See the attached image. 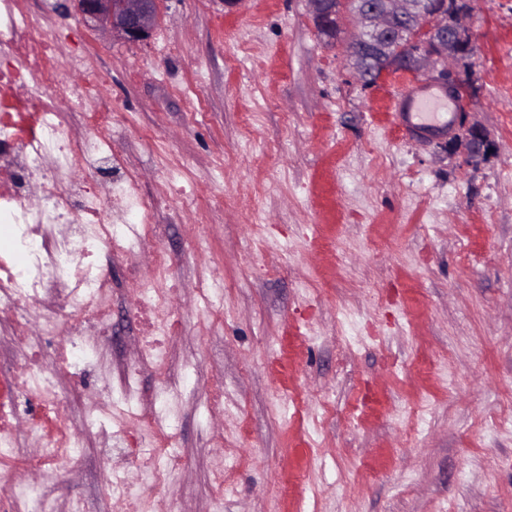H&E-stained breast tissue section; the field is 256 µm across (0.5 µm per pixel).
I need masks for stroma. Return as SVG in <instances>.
I'll return each mask as SVG.
<instances>
[{"label": "stroma", "instance_id": "stroma-1", "mask_svg": "<svg viewBox=\"0 0 512 512\" xmlns=\"http://www.w3.org/2000/svg\"><path fill=\"white\" fill-rule=\"evenodd\" d=\"M24 3L110 77L98 185L130 171L162 197L173 364L195 377L158 512H210L219 462L223 512H512V0L471 2L468 115L494 144L475 167L396 126L408 78L362 87L344 65L350 32L325 45L306 0H162L143 44L102 37L73 0ZM200 233L202 253L187 247ZM111 276L112 343L79 371L80 432L137 360L135 285L125 263ZM99 446L88 437L64 470L57 512L72 499L114 512Z\"/></svg>", "mask_w": 512, "mask_h": 512}]
</instances>
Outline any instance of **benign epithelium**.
Returning a JSON list of instances; mask_svg holds the SVG:
<instances>
[{
  "label": "benign epithelium",
  "mask_w": 512,
  "mask_h": 512,
  "mask_svg": "<svg viewBox=\"0 0 512 512\" xmlns=\"http://www.w3.org/2000/svg\"><path fill=\"white\" fill-rule=\"evenodd\" d=\"M79 13L95 21L114 38L137 43L147 40L159 18V0H75ZM309 13L330 44L342 22L362 33L368 53L385 61L380 76L403 72L441 81L448 96L469 92L467 83L449 77L459 65L456 34L468 28V13L457 14L453 26L439 13H428L419 0H307ZM455 142L463 149V163L483 161L492 148L485 131L476 124Z\"/></svg>",
  "instance_id": "obj_1"
}]
</instances>
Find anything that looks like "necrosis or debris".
Listing matches in <instances>:
<instances>
[{"mask_svg": "<svg viewBox=\"0 0 512 512\" xmlns=\"http://www.w3.org/2000/svg\"><path fill=\"white\" fill-rule=\"evenodd\" d=\"M59 33L39 30L22 0H0V223L9 225L12 252H0V313L9 314L20 339L37 332L56 342V359L45 365L38 348L16 363L14 384L37 407L28 427L36 446L26 470L38 484L17 483L0 499V512H11L21 500H38L39 512H54L46 491L55 487L62 467L79 452L82 441L65 411L66 394L59 379L75 374L98 357L112 334V279L106 259L129 256L134 243L148 247L149 265H131L136 282L133 317L137 322L141 364L159 374L162 384L152 400L137 397L132 375H125L114 395L96 406L110 416L111 436L131 455L134 468L115 467L109 487L113 501H133L137 512H153L181 462L170 432L178 411L173 404L191 372L173 379L169 372L170 341L181 318L170 289L160 281L173 267L156 240L152 224L155 203L140 192L136 175L101 189L93 175L112 164L108 134L112 106L99 91L107 76L77 54L60 56ZM82 77L70 109L52 97L61 70ZM81 113L95 134H69L66 111Z\"/></svg>", "mask_w": 512, "mask_h": 512, "instance_id": "1", "label": "necrosis or debris"}]
</instances>
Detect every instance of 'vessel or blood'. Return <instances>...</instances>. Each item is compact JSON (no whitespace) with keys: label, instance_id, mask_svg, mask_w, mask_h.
<instances>
[{"label":"vessel or blood","instance_id":"b4317fda","mask_svg":"<svg viewBox=\"0 0 512 512\" xmlns=\"http://www.w3.org/2000/svg\"><path fill=\"white\" fill-rule=\"evenodd\" d=\"M462 107V102L449 101L446 89L423 83L397 100L395 117L417 134L449 127Z\"/></svg>","mask_w":512,"mask_h":512}]
</instances>
